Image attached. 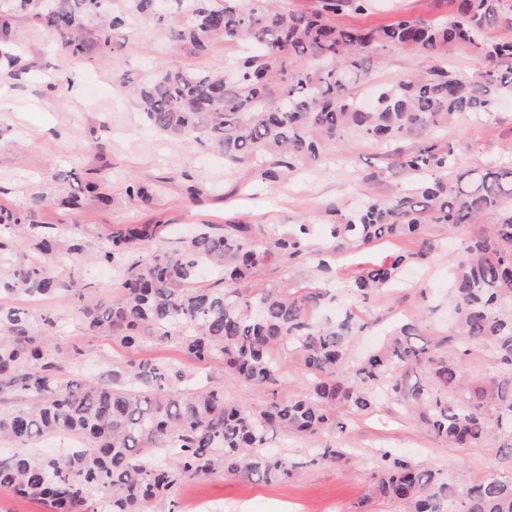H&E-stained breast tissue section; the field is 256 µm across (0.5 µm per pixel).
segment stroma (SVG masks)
<instances>
[{
    "mask_svg": "<svg viewBox=\"0 0 512 512\" xmlns=\"http://www.w3.org/2000/svg\"><path fill=\"white\" fill-rule=\"evenodd\" d=\"M453 9L451 0H372L364 12L348 11L336 19L346 28L387 25L398 18L436 20ZM8 39L21 58L22 70H0V205L23 211L33 198H43L35 220L52 224L60 235L79 229L86 241L80 259L58 254L51 264L62 275L78 274L101 297L121 293L116 267L101 262L97 251L115 224L162 223L166 231L161 247L180 248L190 229L201 224L224 225L243 221L252 226L253 242L265 246L274 230L306 222L314 225V249L328 245L322 231L327 209L342 202L360 206L370 198H383L408 189L402 175L390 170L385 150L357 141L335 148V160L309 165L276 182L256 184L253 166L228 168L224 156L208 141L168 138L155 131L139 111L131 85L165 69H207L237 57L240 47H212L207 53H187L167 37L152 19L136 17L112 34V48L99 55L92 32H85L89 49L70 56L58 36L19 19ZM433 60L396 48L375 56L369 80L358 89L366 103L377 100L381 87L424 75ZM441 137L459 145V166L484 169L512 158V95L500 97L490 117L468 118L442 130ZM95 181L109 195L104 206L88 197L85 186ZM147 186L149 199L129 198L128 185ZM67 196H79L83 207L73 213L59 206ZM441 247L422 267L403 272V284L369 302L356 303L345 289L365 261L395 253L390 243L341 254L336 277L327 283L336 296L335 311L358 309L367 322L351 353L359 357L377 348L402 319L416 316L421 307L434 310L431 330H448V270L458 253V239L442 226L431 228ZM0 304L26 309L32 316H50L56 322L54 343L62 352H82L78 366L84 376H105L113 364L155 357L185 361L191 386L217 382L224 396L257 410L272 397L287 398L302 387L294 355L282 351L284 370L277 389L224 379L221 361L197 364L186 361L178 342L150 338L138 349L123 350L103 336L89 332L72 301L53 298L28 300L1 294ZM328 446L348 451L347 463L311 465L285 482L259 483L237 475L217 474L179 486L175 497L184 512L207 504L211 512H396L394 505L366 499L376 468V451L393 454L438 469L444 480L464 486L496 473L492 458L483 452L448 447L403 415L386 398L372 411L351 415L343 434L298 438L284 431L268 436L270 453L299 457L311 448Z\"/></svg>",
    "mask_w": 512,
    "mask_h": 512,
    "instance_id": "stroma-1",
    "label": "stroma"
}]
</instances>
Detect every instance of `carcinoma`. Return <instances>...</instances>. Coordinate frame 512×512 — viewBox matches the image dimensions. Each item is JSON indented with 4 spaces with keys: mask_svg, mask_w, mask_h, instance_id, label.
Instances as JSON below:
<instances>
[{
    "mask_svg": "<svg viewBox=\"0 0 512 512\" xmlns=\"http://www.w3.org/2000/svg\"><path fill=\"white\" fill-rule=\"evenodd\" d=\"M178 17L171 33L194 53L216 43L250 40L259 50L208 70L168 69L134 87L136 102L157 132L172 138L202 137L232 167L258 166L277 181L321 162L336 142L356 137L389 144L415 132L426 134L415 151L398 154L392 166L412 187L374 198L356 213L329 209L332 251L367 247L385 239L413 244L389 262L363 269L346 288L367 300L399 284L405 266L427 261L437 249L431 224L448 234L472 227L454 264L448 303L456 315L449 335L427 333V316L402 324L376 352L348 357L365 322L352 309L320 320L331 274L295 284L269 285L260 268L291 263L307 249L311 224H290L257 247L248 224L224 231L199 228L174 251L156 249L128 261L160 240L161 224H118L104 238L98 259L122 268V296L107 301L86 292L75 277L62 278L48 264L60 238L32 220L43 199L25 212L0 207V260L7 261L0 289L30 300L58 296L79 302L90 332L124 347L146 336L175 340L198 364L223 361L224 377L272 388L279 382V352L297 357L305 387L288 399L273 398L259 411L224 398V383L197 391L184 387L189 374L170 364L140 361L90 380L74 369L81 351L67 356L53 344L54 323L37 321L23 308L0 306V391L28 400L0 412V488L40 501L49 512H177L173 491L182 483L217 473L243 474L260 482L292 478L299 463L262 451L281 429L298 436L344 432L343 417L373 409L383 391L404 413L450 448H482L497 467L512 472V160L496 170H466L453 177L457 148L437 137L460 117L491 115L498 95L512 93V39L488 33L512 30V0H452V13L438 21L401 18L389 25L345 28L333 18L361 12L370 0H319L311 12L294 13L274 0H124L122 13L104 0H56L42 13L38 0H13L14 12L64 38L73 56L87 44L69 34L86 23L97 28L101 55L111 30L126 15L165 18L166 2ZM398 47L444 59L468 49L488 62L477 78L435 68L413 81L384 89L370 111L359 105L357 87L370 76L373 58ZM28 239L16 249L12 236ZM207 263L220 288L195 286ZM490 351L494 371L475 377L473 351ZM66 432L79 445L61 456L30 448L41 437ZM311 461L336 465L340 448H316ZM370 496L395 502L403 512H512V477L486 475L464 488L440 479L439 470L380 453Z\"/></svg>",
    "mask_w": 512,
    "mask_h": 512,
    "instance_id": "cac0c4a2",
    "label": "carcinoma"
}]
</instances>
